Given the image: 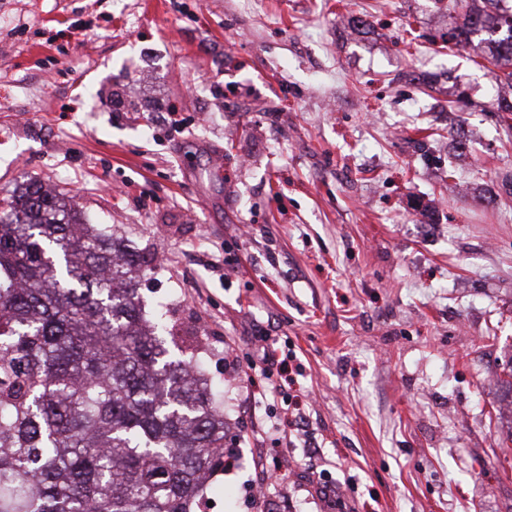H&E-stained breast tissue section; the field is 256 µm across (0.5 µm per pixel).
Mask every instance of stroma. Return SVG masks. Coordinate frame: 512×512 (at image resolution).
<instances>
[{"label": "stroma", "mask_w": 512, "mask_h": 512, "mask_svg": "<svg viewBox=\"0 0 512 512\" xmlns=\"http://www.w3.org/2000/svg\"><path fill=\"white\" fill-rule=\"evenodd\" d=\"M441 0H0V199L38 181L155 258L224 384L209 512H512V115ZM465 144L448 133L456 91ZM292 354L310 443L256 435ZM280 481L259 489L254 460ZM287 358L290 361L293 356L279 359L276 350L271 349L264 353L259 365L252 360L248 362V369L253 370L255 374L258 373L264 379V386L259 394L269 405L278 403L279 398H282L284 401L285 393L282 390L281 384H279L278 378L287 371Z\"/></svg>", "instance_id": "35a3bbf8"}]
</instances>
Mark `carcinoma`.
I'll return each mask as SVG.
<instances>
[{"label":"carcinoma","mask_w":512,"mask_h":512,"mask_svg":"<svg viewBox=\"0 0 512 512\" xmlns=\"http://www.w3.org/2000/svg\"><path fill=\"white\" fill-rule=\"evenodd\" d=\"M462 16L440 40L487 34L512 86V11ZM148 265L42 184L0 208V512H195L224 471V389L145 318Z\"/></svg>","instance_id":"obj_1"}]
</instances>
